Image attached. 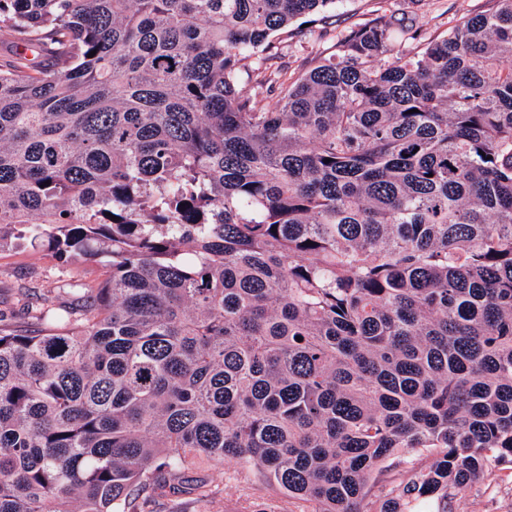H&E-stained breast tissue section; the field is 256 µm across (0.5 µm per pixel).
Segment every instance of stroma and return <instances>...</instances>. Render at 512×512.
<instances>
[{
    "mask_svg": "<svg viewBox=\"0 0 512 512\" xmlns=\"http://www.w3.org/2000/svg\"><path fill=\"white\" fill-rule=\"evenodd\" d=\"M486 0H388V9L416 19L426 32L448 31L460 18L484 10ZM376 0H336L326 15L295 21V36H274L276 64L304 74L315 55H329L333 43L327 27L346 30L369 17ZM101 268L51 257L41 247L21 245L0 250V325L24 329L41 304L70 305L81 288L95 287ZM207 494V512H308L307 503L288 498L277 485L241 470L235 462L205 463L192 473ZM494 485L475 482L453 512H512V472Z\"/></svg>",
    "mask_w": 512,
    "mask_h": 512,
    "instance_id": "1",
    "label": "stroma"
}]
</instances>
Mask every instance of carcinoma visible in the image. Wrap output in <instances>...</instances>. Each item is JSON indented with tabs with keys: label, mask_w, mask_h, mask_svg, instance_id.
I'll return each mask as SVG.
<instances>
[{
	"label": "carcinoma",
	"mask_w": 512,
	"mask_h": 512,
	"mask_svg": "<svg viewBox=\"0 0 512 512\" xmlns=\"http://www.w3.org/2000/svg\"><path fill=\"white\" fill-rule=\"evenodd\" d=\"M491 2L435 37L380 5L294 79L271 37L335 0H0V249L105 270L0 327V512H140L229 459L310 512H452L512 470Z\"/></svg>",
	"instance_id": "1"
}]
</instances>
